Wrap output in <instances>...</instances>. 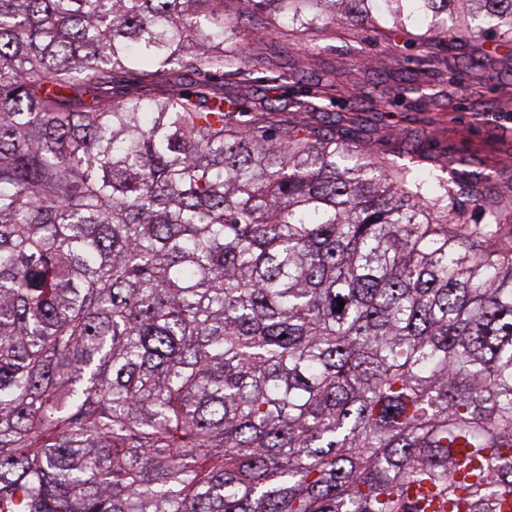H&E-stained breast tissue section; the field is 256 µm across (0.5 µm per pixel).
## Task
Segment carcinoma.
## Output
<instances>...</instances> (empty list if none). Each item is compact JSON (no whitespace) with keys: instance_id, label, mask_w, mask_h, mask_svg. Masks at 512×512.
Instances as JSON below:
<instances>
[{"instance_id":"obj_1","label":"carcinoma","mask_w":512,"mask_h":512,"mask_svg":"<svg viewBox=\"0 0 512 512\" xmlns=\"http://www.w3.org/2000/svg\"><path fill=\"white\" fill-rule=\"evenodd\" d=\"M451 2L512 43V0H0V512H512L495 176L468 214L219 81L244 17Z\"/></svg>"}]
</instances>
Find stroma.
Segmentation results:
<instances>
[{
  "mask_svg": "<svg viewBox=\"0 0 512 512\" xmlns=\"http://www.w3.org/2000/svg\"><path fill=\"white\" fill-rule=\"evenodd\" d=\"M448 26L449 42L438 43L412 27L390 35L382 21L261 36L246 22L240 47L257 65L225 69L224 86L246 88L244 111L273 99L290 123L353 131L373 156L420 161L443 180L452 169L495 172L492 193L512 199V48L484 57L466 44V20ZM303 91L335 105L295 111L289 102Z\"/></svg>",
  "mask_w": 512,
  "mask_h": 512,
  "instance_id": "35a3bbf8",
  "label": "stroma"
}]
</instances>
